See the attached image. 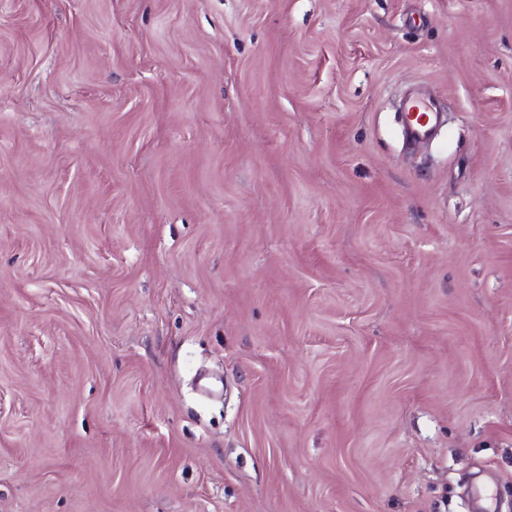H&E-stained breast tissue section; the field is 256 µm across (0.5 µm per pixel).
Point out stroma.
Here are the masks:
<instances>
[{
  "instance_id": "1",
  "label": "stroma",
  "mask_w": 512,
  "mask_h": 512,
  "mask_svg": "<svg viewBox=\"0 0 512 512\" xmlns=\"http://www.w3.org/2000/svg\"><path fill=\"white\" fill-rule=\"evenodd\" d=\"M482 477L512 512V0H0V512ZM407 132L412 139H427L432 136L436 124L435 113L427 101L411 97L404 108Z\"/></svg>"
}]
</instances>
